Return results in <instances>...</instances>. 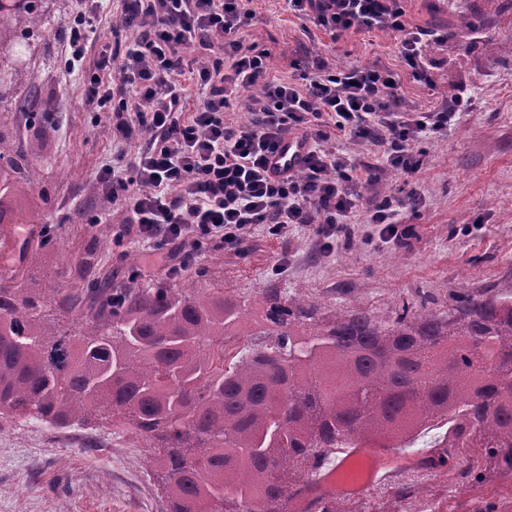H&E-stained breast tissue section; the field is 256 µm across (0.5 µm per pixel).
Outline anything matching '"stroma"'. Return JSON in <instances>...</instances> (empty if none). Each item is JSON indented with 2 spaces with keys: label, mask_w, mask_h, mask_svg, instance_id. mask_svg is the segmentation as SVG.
I'll list each match as a JSON object with an SVG mask.
<instances>
[{
  "label": "stroma",
  "mask_w": 512,
  "mask_h": 512,
  "mask_svg": "<svg viewBox=\"0 0 512 512\" xmlns=\"http://www.w3.org/2000/svg\"><path fill=\"white\" fill-rule=\"evenodd\" d=\"M410 24L438 31L426 64L424 85L403 64L396 41L378 30L352 29L339 36L308 27L286 0H252L255 17L242 38L271 54V74L285 80L294 62L307 58L331 64L377 62L400 79L403 106L429 110L443 101L459 111L447 136L421 141L423 165L412 180L422 197L419 207L398 213V237L352 215L350 235H337L332 252L317 249L315 225L293 226L287 238L270 236L256 225L249 250L237 256L213 242L187 270L204 288L223 289L242 305L237 336L240 350L255 347L253 334L262 315L263 289L302 296L325 314L358 305L382 319L394 317L402 303L425 304L445 312L459 294L512 292V0H401ZM45 24L21 43L0 82L13 83L15 95L36 85L49 117H16L13 134L19 149L36 159V188L16 194L11 212L41 215L54 226L52 246L28 272L36 287L88 288L93 279L113 287L138 274L142 284L175 288L179 278L149 263L138 243L116 244L119 208L93 187L98 173L118 151L108 120L87 112L88 73L66 69L64 36L76 15L77 0H38ZM87 61H95L112 42L120 0L95 4ZM468 16L473 28L458 25ZM92 257V276L81 273ZM288 270L277 273L279 258ZM148 442L135 430L115 425L91 430L53 429L36 421L0 428V512H163L152 478ZM457 459V478L426 495L444 512H512V476L493 469L480 478Z\"/></svg>",
  "instance_id": "1"
}]
</instances>
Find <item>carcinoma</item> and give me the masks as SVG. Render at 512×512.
<instances>
[{
	"mask_svg": "<svg viewBox=\"0 0 512 512\" xmlns=\"http://www.w3.org/2000/svg\"><path fill=\"white\" fill-rule=\"evenodd\" d=\"M43 24L34 0H0V60ZM36 169L0 120V224ZM45 247L33 231L0 236V423L132 427L157 453L165 512H292L298 500L304 512H368L296 473L323 467L330 448L398 450L438 423L448 430L427 469L473 448L512 473L511 294H461L448 313L405 304L381 320L360 306L323 318L267 288L253 335L272 340L228 363L241 305L224 289L97 282L49 297L25 285ZM53 303L80 313L74 341Z\"/></svg>",
	"mask_w": 512,
	"mask_h": 512,
	"instance_id": "carcinoma-1",
	"label": "carcinoma"
}]
</instances>
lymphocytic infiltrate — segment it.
Returning a JSON list of instances; mask_svg holds the SVG:
<instances>
[{
    "instance_id": "1",
    "label": "lymphocytic infiltrate",
    "mask_w": 512,
    "mask_h": 512,
    "mask_svg": "<svg viewBox=\"0 0 512 512\" xmlns=\"http://www.w3.org/2000/svg\"><path fill=\"white\" fill-rule=\"evenodd\" d=\"M251 0H124L119 43L102 51L85 99L112 123L125 144L99 175V196L122 211L116 242L133 235L169 275L194 262L204 244L245 254L254 226L284 237L292 224H314L330 252L352 213L399 234L398 198L362 205V185H376L384 168L404 177L423 165L417 145L425 134L447 133L456 114L444 103L428 112L402 108L397 74L377 64L299 66L288 81L270 75L269 55L246 43ZM295 15L332 35L377 29L392 35L413 78L429 83L424 50L437 32L408 26L399 0H288ZM200 49L187 57L188 48ZM198 88L185 111L186 82ZM252 90L245 123L227 121L230 97ZM306 152L296 169L274 170L287 138ZM380 148L383 165L365 164L358 180L338 139Z\"/></svg>"
}]
</instances>
